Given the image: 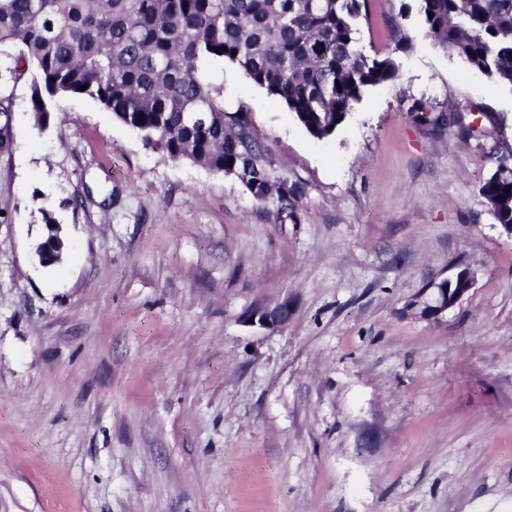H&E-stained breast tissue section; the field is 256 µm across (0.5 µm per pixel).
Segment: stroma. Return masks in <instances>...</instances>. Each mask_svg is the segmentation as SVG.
<instances>
[{
  "label": "stroma",
  "mask_w": 512,
  "mask_h": 512,
  "mask_svg": "<svg viewBox=\"0 0 512 512\" xmlns=\"http://www.w3.org/2000/svg\"><path fill=\"white\" fill-rule=\"evenodd\" d=\"M359 37L400 75L324 139L210 67L295 184L294 224L90 98L37 128L29 76L0 75V512H512V234L480 193L512 86L437 49L417 0H369ZM416 101L503 124L464 142ZM44 207L68 243L49 267ZM285 299L287 326L246 323ZM448 288H442L443 282L438 288H431L427 299L423 302L424 309L431 315H440L453 306L473 286L474 280L467 270L459 272L455 278L446 279Z\"/></svg>",
  "instance_id": "stroma-1"
}]
</instances>
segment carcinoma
Masks as SVG:
<instances>
[{
	"label": "carcinoma",
	"mask_w": 512,
	"mask_h": 512,
	"mask_svg": "<svg viewBox=\"0 0 512 512\" xmlns=\"http://www.w3.org/2000/svg\"><path fill=\"white\" fill-rule=\"evenodd\" d=\"M368 0H0V46L31 67L29 110L47 124L55 104L82 95L135 130L144 146L233 176L279 222H297V190L276 172L250 110L224 109L223 88L204 70L229 61L283 103L314 137L331 136L370 86L393 82L400 64L371 55L359 31ZM426 33L499 82L512 85V0H418ZM85 90H80V87ZM469 137L467 114L432 116ZM142 123H137V120ZM480 187L497 222L512 225V145ZM505 199H500V196ZM47 233L37 242L58 262L59 229L40 209Z\"/></svg>",
	"instance_id": "cac0c4a2"
}]
</instances>
